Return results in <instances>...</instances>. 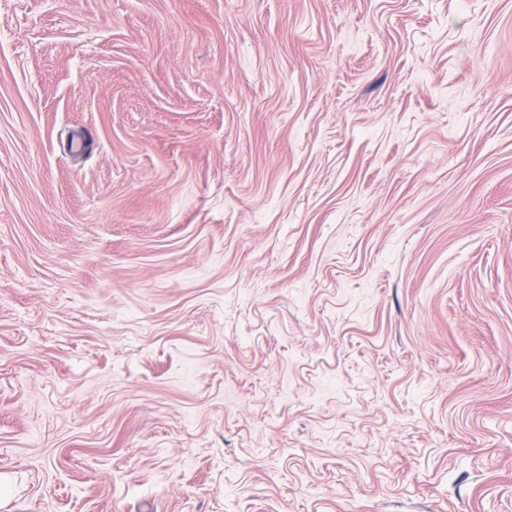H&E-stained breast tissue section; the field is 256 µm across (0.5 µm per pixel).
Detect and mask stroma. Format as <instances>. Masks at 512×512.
<instances>
[{
    "label": "stroma",
    "instance_id": "obj_1",
    "mask_svg": "<svg viewBox=\"0 0 512 512\" xmlns=\"http://www.w3.org/2000/svg\"><path fill=\"white\" fill-rule=\"evenodd\" d=\"M0 512H512V0H0Z\"/></svg>",
    "mask_w": 512,
    "mask_h": 512
}]
</instances>
